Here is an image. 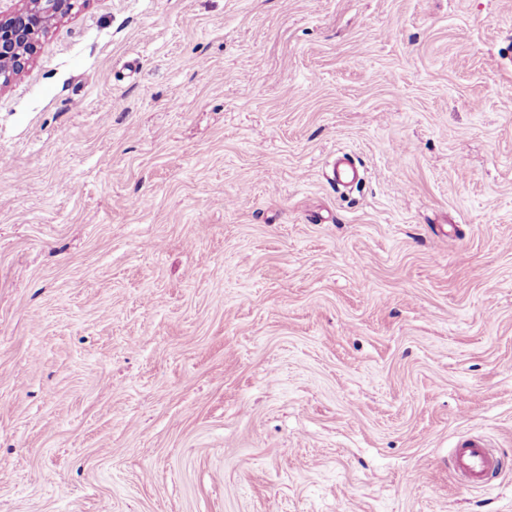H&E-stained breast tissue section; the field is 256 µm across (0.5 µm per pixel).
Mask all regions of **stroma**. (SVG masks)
<instances>
[{
	"mask_svg": "<svg viewBox=\"0 0 512 512\" xmlns=\"http://www.w3.org/2000/svg\"><path fill=\"white\" fill-rule=\"evenodd\" d=\"M509 87L512 0H76L0 88V512H512ZM455 467L467 475L473 486L486 487L502 472V463L480 435H468L458 441L454 451Z\"/></svg>",
	"mask_w": 512,
	"mask_h": 512,
	"instance_id": "obj_1",
	"label": "stroma"
}]
</instances>
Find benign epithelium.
I'll list each match as a JSON object with an SVG mask.
<instances>
[{
  "mask_svg": "<svg viewBox=\"0 0 512 512\" xmlns=\"http://www.w3.org/2000/svg\"><path fill=\"white\" fill-rule=\"evenodd\" d=\"M73 7V0H27L26 7L0 17V86L29 66L40 36Z\"/></svg>",
  "mask_w": 512,
  "mask_h": 512,
  "instance_id": "obj_1",
  "label": "benign epithelium"
}]
</instances>
